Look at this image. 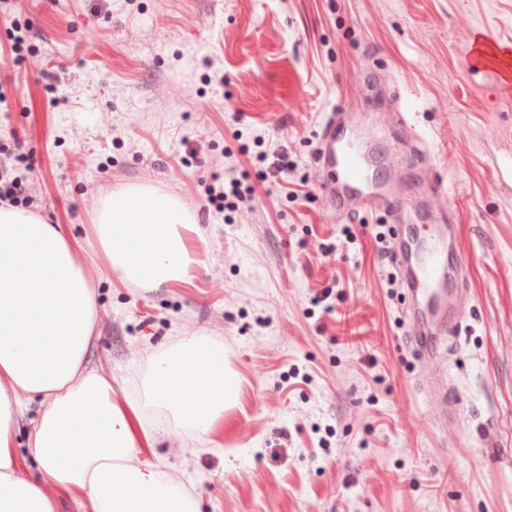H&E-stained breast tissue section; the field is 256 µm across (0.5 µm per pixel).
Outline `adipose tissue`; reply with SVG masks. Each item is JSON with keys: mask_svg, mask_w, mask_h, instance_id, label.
I'll return each instance as SVG.
<instances>
[{"mask_svg": "<svg viewBox=\"0 0 512 512\" xmlns=\"http://www.w3.org/2000/svg\"><path fill=\"white\" fill-rule=\"evenodd\" d=\"M170 195L132 186L108 194L93 226L111 276L128 288L186 282L206 243ZM100 321L97 286L58 224L0 207V512H56L60 494L87 512H200L197 496L148 459L158 427L201 438L218 431L238 380L224 347L192 336L151 357L142 395L120 400L109 374L86 353ZM37 402L33 430L17 451L14 419ZM35 464L39 477L25 475Z\"/></svg>", "mask_w": 512, "mask_h": 512, "instance_id": "ef3b65f1", "label": "adipose tissue"}]
</instances>
